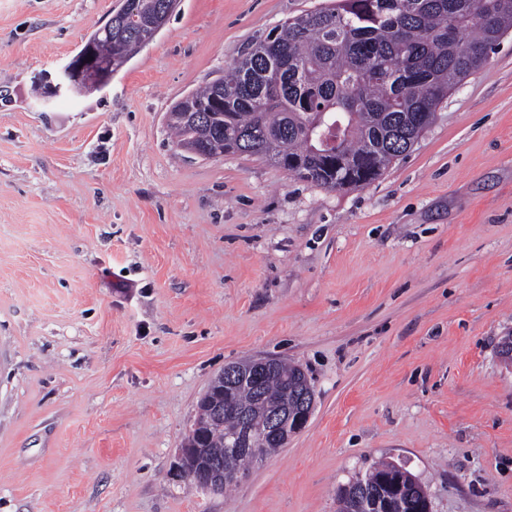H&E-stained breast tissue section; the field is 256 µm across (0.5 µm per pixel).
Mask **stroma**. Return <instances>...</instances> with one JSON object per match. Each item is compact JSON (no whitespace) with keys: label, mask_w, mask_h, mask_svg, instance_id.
Masks as SVG:
<instances>
[{"label":"stroma","mask_w":512,"mask_h":512,"mask_svg":"<svg viewBox=\"0 0 512 512\" xmlns=\"http://www.w3.org/2000/svg\"><path fill=\"white\" fill-rule=\"evenodd\" d=\"M328 0H181L103 90L44 107L123 0H0V512H336L374 463L512 512V31L404 158L326 190L176 147L171 107ZM298 364L307 427L221 494L172 480L199 399Z\"/></svg>","instance_id":"1"}]
</instances>
